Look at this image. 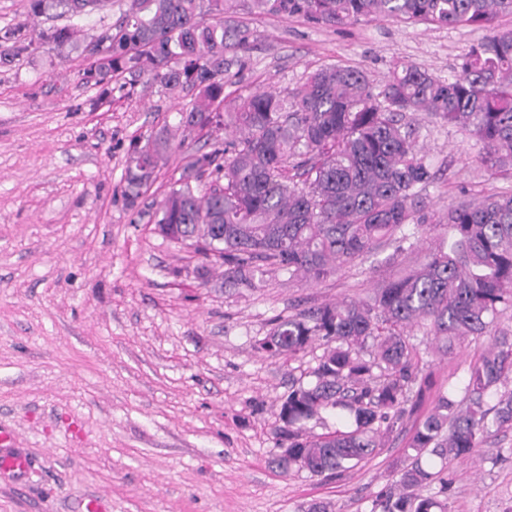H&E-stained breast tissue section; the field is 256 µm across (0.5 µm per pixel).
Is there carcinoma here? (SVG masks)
<instances>
[{
    "label": "carcinoma",
    "instance_id": "carcinoma-1",
    "mask_svg": "<svg viewBox=\"0 0 512 512\" xmlns=\"http://www.w3.org/2000/svg\"><path fill=\"white\" fill-rule=\"evenodd\" d=\"M55 2L77 17L106 6ZM228 2L128 0L120 19L83 49L87 74L102 81L127 74L133 85L146 75L170 91L196 89L176 127L224 128V141L211 151L184 157L155 213L161 234L224 265V282L255 289L280 271L319 282L383 242L397 252L413 248L415 228L435 216L423 196L436 174L417 149V112L468 131L488 172H512V28L493 26L512 16V0H251L252 14L297 17L313 27L379 17L487 34L446 79L397 63L376 88L364 71L330 64L293 90L234 97L224 87L232 69L246 66L256 37L226 15ZM0 40L19 52L34 42L19 28ZM171 148L168 124L135 145L125 170L130 202ZM207 171L216 184L201 194ZM436 223L444 233L374 302L342 300L279 317L260 343L290 358L316 342L324 347L311 380L279 406L288 452L278 465L285 475L338 477L375 454L406 405L422 397L415 385L424 341L446 353L462 337H493L461 396L438 395L415 424L412 462L397 489L376 493L370 512H447V460L466 461L492 431L512 429V333L495 331L512 311V194L461 200ZM408 327L422 337L405 334ZM333 415L340 427L308 435L309 421Z\"/></svg>",
    "mask_w": 512,
    "mask_h": 512
}]
</instances>
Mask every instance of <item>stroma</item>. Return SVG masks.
Masks as SVG:
<instances>
[{"label": "stroma", "mask_w": 512, "mask_h": 512, "mask_svg": "<svg viewBox=\"0 0 512 512\" xmlns=\"http://www.w3.org/2000/svg\"><path fill=\"white\" fill-rule=\"evenodd\" d=\"M124 0L79 19L76 43L35 46L0 63V430L30 467L0 473V512H79L103 496L109 512H301L328 500L335 512H370L371 495L409 463L416 422L439 393L460 392L485 340L442 355L420 347L434 385L379 452L340 479L283 474L279 406L307 381L322 346L288 358L259 349L276 317L344 299L370 302L439 234L422 225L415 251L379 248L322 282L266 276L259 288L224 286V268L164 238L155 212L186 152L204 153L223 129H181L136 202L123 195L132 141L173 122L195 96L116 77H85L82 48ZM256 33L233 91L293 89L317 67L363 69L380 86L401 60L439 78L482 36L470 27L375 19L343 28L259 16L237 0ZM73 22L62 7L0 0V29L52 33ZM418 144L437 173L436 214L461 194L512 189L489 175L468 132L418 113ZM481 457L451 463L448 512H512V430ZM499 454L491 462V454Z\"/></svg>", "instance_id": "stroma-1"}]
</instances>
